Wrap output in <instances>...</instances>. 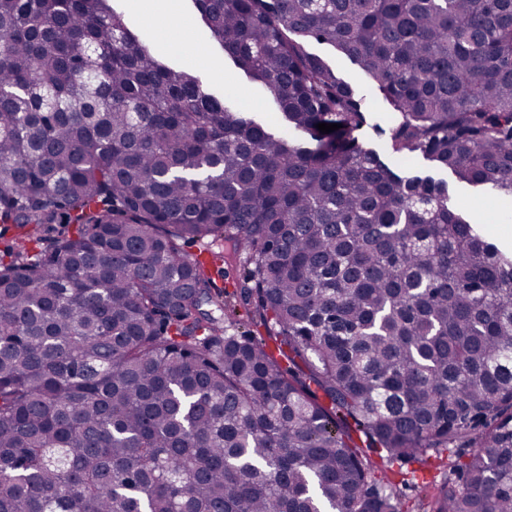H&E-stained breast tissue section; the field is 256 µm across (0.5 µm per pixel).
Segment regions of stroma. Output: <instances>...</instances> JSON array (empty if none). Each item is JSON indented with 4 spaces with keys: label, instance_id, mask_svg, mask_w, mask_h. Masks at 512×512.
Instances as JSON below:
<instances>
[{
    "label": "stroma",
    "instance_id": "35a3bbf8",
    "mask_svg": "<svg viewBox=\"0 0 512 512\" xmlns=\"http://www.w3.org/2000/svg\"><path fill=\"white\" fill-rule=\"evenodd\" d=\"M112 7L122 12L128 28L157 55L175 65L189 70H200L194 55L201 52L210 62L209 70L204 71L212 92L222 98L235 101L241 111L259 113L261 120L270 128L277 129L278 118L274 108L263 104L253 95L250 80L235 68L221 45L212 37L202 22L193 0H174L172 12L154 13L149 0L136 5L135 0H111ZM310 52L323 57L341 77L352 81L360 93L366 94L375 105L372 123L358 133L359 142L376 150L392 165H399L400 159L390 148L386 129L390 114L378 86L369 80L359 66L339 55L329 45L309 42ZM413 174L443 179L448 183L450 195L462 206L467 207L473 219L481 224L499 222L502 214L500 206L478 207L467 186L453 181L451 173L435 164L417 160L412 166ZM455 457L443 453L442 457L430 456L420 463H412L416 479L402 490V512H418V503L426 495V484L444 477L445 466L454 462Z\"/></svg>",
    "mask_w": 512,
    "mask_h": 512
}]
</instances>
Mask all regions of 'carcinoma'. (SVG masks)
<instances>
[{"instance_id": "cac0c4a2", "label": "carcinoma", "mask_w": 512, "mask_h": 512, "mask_svg": "<svg viewBox=\"0 0 512 512\" xmlns=\"http://www.w3.org/2000/svg\"><path fill=\"white\" fill-rule=\"evenodd\" d=\"M195 3L314 146L109 0H0V224L74 225L0 259V512H401L382 465L449 448L423 512H512V252L356 144L307 48L377 83L394 153L512 199V0Z\"/></svg>"}]
</instances>
